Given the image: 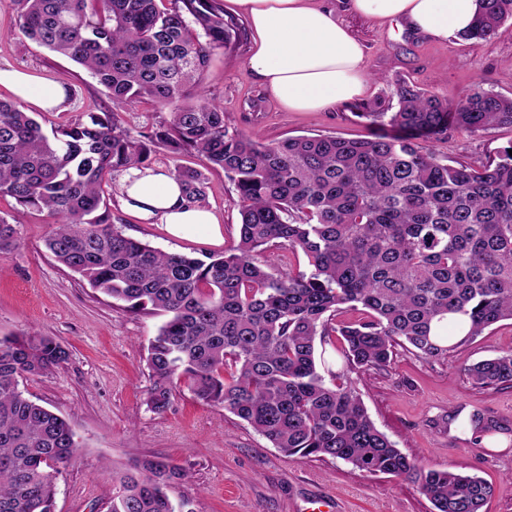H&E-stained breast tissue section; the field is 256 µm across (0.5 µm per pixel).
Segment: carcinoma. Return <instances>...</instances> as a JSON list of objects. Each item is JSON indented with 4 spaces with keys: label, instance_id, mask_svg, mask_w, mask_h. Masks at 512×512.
<instances>
[{
    "label": "carcinoma",
    "instance_id": "cac0c4a2",
    "mask_svg": "<svg viewBox=\"0 0 512 512\" xmlns=\"http://www.w3.org/2000/svg\"><path fill=\"white\" fill-rule=\"evenodd\" d=\"M169 5L161 8L159 4ZM16 26L88 70L113 111L52 129L20 103L0 101V197L46 210L57 262L131 313L166 316L149 341L147 404L162 413L186 381L200 401L247 422L290 455L329 458L417 485L434 512H481L492 486L478 476L425 469L377 429L347 373L326 379L318 358L336 347L349 369H382L395 346L439 358L512 320V155L455 166L423 145L512 127V97L477 85L454 104L399 79L396 110L360 116L395 134L268 141L229 123L202 77L240 26L223 0H14ZM512 19V0H480L466 40L485 41ZM168 122L132 133L117 110L144 101ZM158 148L193 150L234 184L239 240L221 254L165 252L115 223L103 184L149 166ZM199 203L206 177L177 169ZM20 244L0 216V252ZM303 254L273 273L265 253ZM359 313L336 321L342 310ZM53 336L0 338V512H55L57 483L78 445L70 423L26 396L23 380L65 364ZM482 387L512 384V353L466 368ZM186 477L146 459L120 480L111 512H185L168 490Z\"/></svg>",
    "mask_w": 512,
    "mask_h": 512
}]
</instances>
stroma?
I'll list each match as a JSON object with an SVG mask.
<instances>
[{
	"mask_svg": "<svg viewBox=\"0 0 512 512\" xmlns=\"http://www.w3.org/2000/svg\"><path fill=\"white\" fill-rule=\"evenodd\" d=\"M365 46L373 78L358 103L320 112H288L268 95L247 68L253 31L244 15L239 45L213 55L204 73L209 98L222 102L229 120L273 141L297 136L364 138L371 128L358 105L392 99L394 83L406 79L433 87L456 102L474 85L512 97V21L489 40L438 41L414 35L395 23H375L343 11L328 0ZM14 0H0V67H12L66 83L70 105L40 112L43 129L86 112L112 107L105 89L81 66L40 47L15 27ZM512 145V127L469 134L450 132L437 151L451 164L478 166ZM155 164L168 169L204 170L205 206L224 226V241L173 240L161 225L127 213L116 187L107 201L128 235L163 251L187 255L220 253L238 242L240 216L235 189L223 170L205 169L192 151H157ZM0 216L18 225L19 248L0 252V336L30 331L55 337L70 352L51 374L25 383L28 396L66 418L79 450L58 480L56 512H110L120 476L145 458H162L187 476L174 484V501H189L193 512H305L310 501L330 498L343 512H432L416 485L369 474L340 460L291 456L224 409L176 392L163 413L147 397L153 379L147 345L164 318L134 314L93 290L58 264L44 241L53 218L45 211L20 210L0 198ZM512 352V320H505L438 359L396 347L387 367L357 370L350 380L375 426L399 450L428 469L475 474L493 488L483 512H512V442L477 439L466 422L512 413V385H476L465 366Z\"/></svg>",
	"mask_w": 512,
	"mask_h": 512,
	"instance_id": "1",
	"label": "stroma"
}]
</instances>
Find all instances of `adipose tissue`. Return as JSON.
<instances>
[{
	"label": "adipose tissue",
	"instance_id": "obj_1",
	"mask_svg": "<svg viewBox=\"0 0 512 512\" xmlns=\"http://www.w3.org/2000/svg\"><path fill=\"white\" fill-rule=\"evenodd\" d=\"M227 2L247 15L254 32L249 70L285 110L316 112L363 95L368 56L332 8L314 0ZM344 6L371 20L401 21L411 33L445 41L470 29L479 0H344ZM0 85L42 112L68 106V89L59 80L7 66L0 67ZM119 194L137 219L162 225L172 238L224 240L219 217L189 203L180 182L164 167L131 169L119 183Z\"/></svg>",
	"mask_w": 512,
	"mask_h": 512
}]
</instances>
